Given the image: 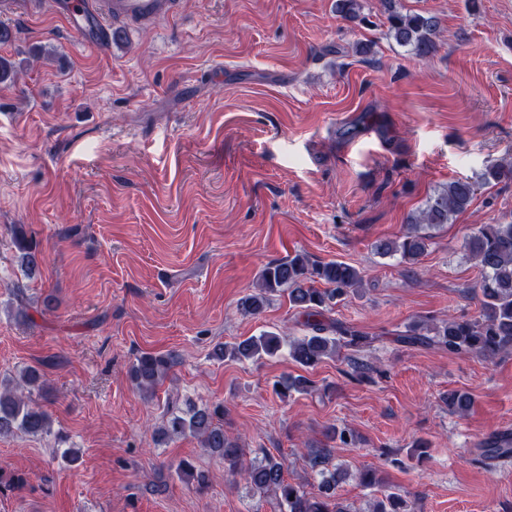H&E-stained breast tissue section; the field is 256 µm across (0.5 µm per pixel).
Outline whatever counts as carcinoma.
<instances>
[{"instance_id":"obj_1","label":"carcinoma","mask_w":512,"mask_h":512,"mask_svg":"<svg viewBox=\"0 0 512 512\" xmlns=\"http://www.w3.org/2000/svg\"><path fill=\"white\" fill-rule=\"evenodd\" d=\"M387 22L386 36L422 59L432 56L437 49L441 30L438 16L431 13L403 11L400 0H381ZM336 14L343 20L360 24L361 0H335ZM512 181V159H503L487 165L479 175V183L496 185ZM476 183L457 179L436 189L424 206L407 218L406 233L397 240L380 241L375 245L382 256H400L401 261L414 263L425 253L432 238L431 231L451 223L457 214L471 205ZM13 244L20 252L21 266L27 277L39 272L40 257L36 246L27 237L22 226L13 231ZM463 249L481 271V280L474 292L481 296V309L475 318L450 317L435 327L422 322L407 326L398 340L413 347L445 348L450 352L474 354L492 360L501 354L512 353V221L500 224H480L466 236ZM361 270L343 261L314 263L304 253L285 260L273 261L259 272L254 291L241 298L238 311L256 316L269 304L271 297L288 294L291 306L304 317L303 326L310 334L288 340L274 331H264L233 344H217L213 356L218 359L258 361L273 358L283 349L300 366L314 369L336 349L347 347L355 351L372 346L377 340L354 326L330 318L326 313L342 299L357 293L362 285ZM323 287L317 288L315 284ZM175 364L172 354L145 353L136 357L130 377L144 395H153ZM20 382L11 378L0 380V437L17 432L38 436L51 433L49 415L32 404L24 390L40 391L45 385L44 374L34 367L19 373ZM306 378L278 380L274 392L282 399L292 392L308 391ZM448 411L465 413L472 407L467 393L448 394ZM158 440L174 442L188 436L199 440L201 447L224 461L227 470L244 477L250 492L273 497L280 512H350L336 500V485L345 476L339 467L329 468L331 454L321 448L308 457L312 471L320 477L318 493L308 494L302 486L285 478L282 459L264 451L259 460L246 459V449L237 439L224 432V406L217 404H187L182 408H168L156 431ZM485 459L507 460L512 457V438L494 435L479 448ZM178 479L186 485L203 490L208 479L186 460L175 466ZM371 512H406L403 501L393 493L377 501Z\"/></svg>"}]
</instances>
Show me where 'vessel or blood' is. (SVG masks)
Masks as SVG:
<instances>
[{
  "instance_id": "obj_1",
  "label": "vessel or blood",
  "mask_w": 512,
  "mask_h": 512,
  "mask_svg": "<svg viewBox=\"0 0 512 512\" xmlns=\"http://www.w3.org/2000/svg\"><path fill=\"white\" fill-rule=\"evenodd\" d=\"M177 0H66L69 33L83 46L103 48L114 23L149 26L174 15Z\"/></svg>"
}]
</instances>
